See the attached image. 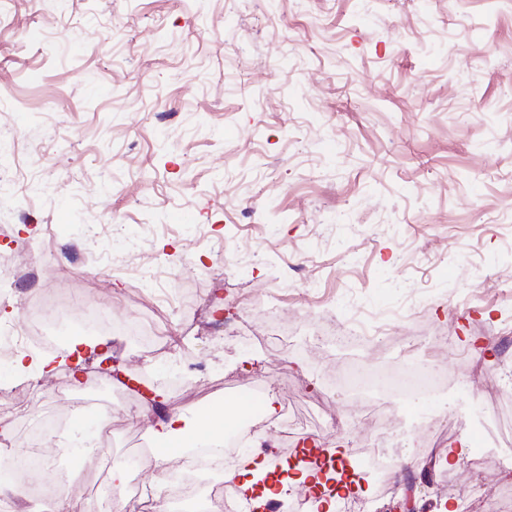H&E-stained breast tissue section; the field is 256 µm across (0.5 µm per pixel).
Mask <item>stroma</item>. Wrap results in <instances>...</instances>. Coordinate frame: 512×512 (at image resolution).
I'll list each match as a JSON object with an SVG mask.
<instances>
[{
	"mask_svg": "<svg viewBox=\"0 0 512 512\" xmlns=\"http://www.w3.org/2000/svg\"><path fill=\"white\" fill-rule=\"evenodd\" d=\"M54 225L108 249L72 256ZM240 245L251 258L235 267ZM18 250L34 274L0 277V322L56 294L141 321L171 351L112 334L119 375L91 354L30 397L0 363L13 454L62 392L76 403L41 453L121 470L155 421L130 377L191 420L248 379L283 411L250 447L368 448L385 428L364 424L341 375L415 362L446 369V388L371 397L402 421L399 488L450 421L488 471L512 473V0H5L0 258ZM152 261L168 300L130 273ZM352 288L387 332L327 343ZM272 310L288 335L233 333L235 316L261 329ZM197 358L208 376L185 371ZM92 395L113 407L105 440Z\"/></svg>",
	"mask_w": 512,
	"mask_h": 512,
	"instance_id": "stroma-1",
	"label": "stroma"
}]
</instances>
